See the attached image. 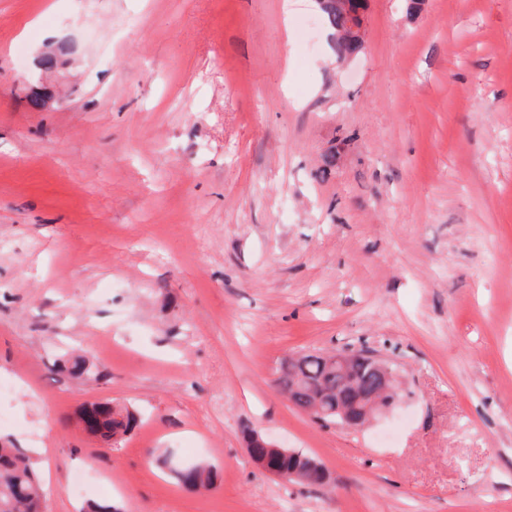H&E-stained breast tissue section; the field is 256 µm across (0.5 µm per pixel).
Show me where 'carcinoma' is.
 <instances>
[{
  "label": "carcinoma",
  "instance_id": "1",
  "mask_svg": "<svg viewBox=\"0 0 512 512\" xmlns=\"http://www.w3.org/2000/svg\"><path fill=\"white\" fill-rule=\"evenodd\" d=\"M336 0L322 14L337 39L338 56L352 55L361 47V40L350 34L349 10ZM346 368L336 365V353L309 352L289 356L281 366L277 386L281 395L299 410L323 424H346L352 414L364 419L362 409L376 402L378 407L394 406L400 397L396 385V368L389 360L374 352L344 350ZM65 370L77 380L92 374L91 367L81 356L67 360ZM81 416L89 418L104 442L129 433L138 424L135 412L115 408L109 403H94L83 409ZM247 448L256 461L271 459L273 475L295 479L306 485L320 486L327 482L323 466L312 456L299 451L269 446L262 436L247 437ZM175 478L190 490L206 489L217 479L214 469L196 464L174 470ZM44 499L37 464L28 448L13 442H0V512H41Z\"/></svg>",
  "mask_w": 512,
  "mask_h": 512
}]
</instances>
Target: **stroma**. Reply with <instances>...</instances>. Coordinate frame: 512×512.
Here are the masks:
<instances>
[{"label": "stroma", "instance_id": "1", "mask_svg": "<svg viewBox=\"0 0 512 512\" xmlns=\"http://www.w3.org/2000/svg\"><path fill=\"white\" fill-rule=\"evenodd\" d=\"M364 17L341 60L314 0H0V437L48 512L81 470L122 512H512V0ZM341 348L401 382L359 429L275 385ZM105 402L140 416L112 445ZM80 417H88L103 442H111L129 433L138 424V417L128 408H114L110 403H94L83 409ZM262 436L252 433L247 437V448L255 461L271 459L273 475L295 479L306 485L320 486L327 482L323 466L312 456L299 450L270 448ZM173 471L175 478L190 490L206 489L213 485L217 479L215 470L204 464L177 468Z\"/></svg>", "mask_w": 512, "mask_h": 512}]
</instances>
